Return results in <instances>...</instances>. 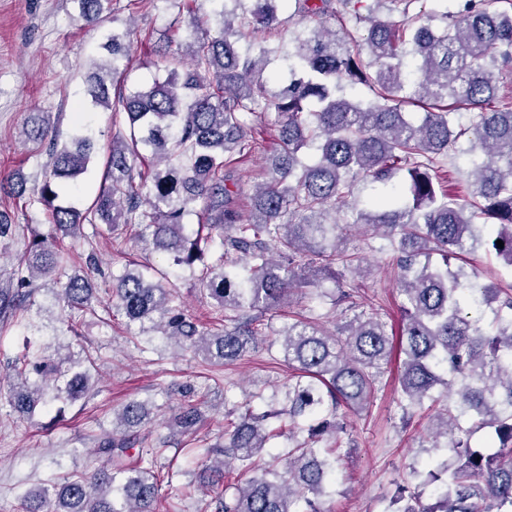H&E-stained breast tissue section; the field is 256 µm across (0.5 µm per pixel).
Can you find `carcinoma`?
I'll return each mask as SVG.
<instances>
[{
    "instance_id": "cac0c4a2",
    "label": "carcinoma",
    "mask_w": 512,
    "mask_h": 512,
    "mask_svg": "<svg viewBox=\"0 0 512 512\" xmlns=\"http://www.w3.org/2000/svg\"><path fill=\"white\" fill-rule=\"evenodd\" d=\"M78 2V20L94 26L111 0ZM188 2L187 38L155 50L156 64L176 63L164 79L125 91L119 78L137 32L102 45L112 59L88 76L87 92L94 105L125 113L130 132L112 140L110 184L90 208L79 212L60 197L63 181L87 170L91 139L62 143L47 122L25 132L47 142L44 180L29 197L23 180L0 181V192L44 205L50 220L48 231H30L9 284L29 288L36 277L60 273L63 238L87 222L105 225L101 234L110 239L129 233L192 273L224 312V328L215 331L175 304L177 285L166 274L138 267L112 275V310L136 335H161L212 365L235 363L267 341L266 314L294 292L352 312L334 331L304 318L272 331L270 344H279L291 378L258 395L266 410L243 405L224 415L214 460L199 474L217 492L215 512H322L319 501L341 461L343 418L366 410L386 385L396 348L403 427L426 401L440 404L431 447L454 459L436 472L410 467L397 485L393 503L404 506L396 512H512V284L480 285L476 270L453 264L482 249L512 268V102L498 94L512 61V0H465L455 15L448 0H436L441 10L427 15L410 13L415 0ZM286 21L301 29L291 33L287 76L273 90L265 76L270 50L255 34ZM359 85L372 96L345 95ZM405 102L425 106L420 123ZM457 103L474 109L467 126ZM268 112L278 118L279 148L264 158L265 180L244 218L224 201V168L255 153L252 123ZM459 153L471 164L463 197L443 185L447 159ZM361 182L385 191L359 201ZM199 200L204 207L191 230L184 219ZM345 206L356 217L342 224L336 212ZM363 229L372 232L368 251L392 254L404 295L397 337L378 310L356 300L370 266L345 242ZM84 264L88 274L68 277L60 293L72 329L93 298L90 275L102 273L95 249ZM338 268L351 280L340 281ZM325 279L335 284L330 292ZM28 298L1 288L0 316ZM469 306L489 309L492 319L469 318ZM94 365L89 355L38 362L23 354L10 364L7 403L30 414L47 404L50 389L75 402L95 387ZM201 418L197 405L179 406L170 434L194 435ZM150 422L148 402L129 399L96 439L106 465L28 493L25 512H171L159 494L168 439L149 440L140 428ZM483 429L491 449L470 443ZM285 434L288 450L259 465L268 442ZM430 484L425 498L421 487Z\"/></svg>"
}]
</instances>
